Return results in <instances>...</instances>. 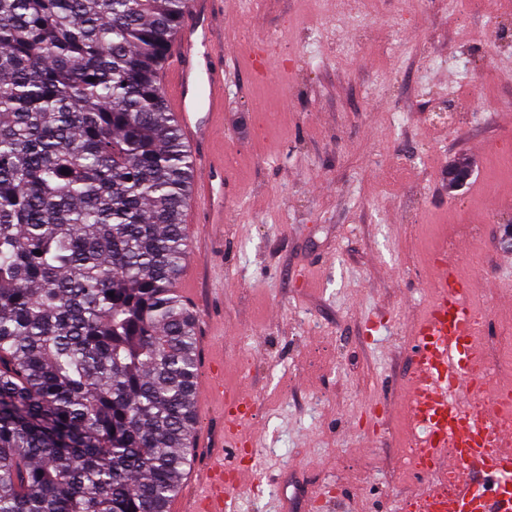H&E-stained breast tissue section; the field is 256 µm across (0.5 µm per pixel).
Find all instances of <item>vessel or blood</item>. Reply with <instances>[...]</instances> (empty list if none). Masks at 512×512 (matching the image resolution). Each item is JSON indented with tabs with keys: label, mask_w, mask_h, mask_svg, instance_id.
<instances>
[{
	"label": "vessel or blood",
	"mask_w": 512,
	"mask_h": 512,
	"mask_svg": "<svg viewBox=\"0 0 512 512\" xmlns=\"http://www.w3.org/2000/svg\"><path fill=\"white\" fill-rule=\"evenodd\" d=\"M219 0H192L175 33L158 80L182 140L197 170L192 206L206 224L224 221V68L213 61L214 7ZM432 298L410 327V371L401 403L408 432L418 439L414 469L431 475L452 459L457 489L453 503L434 484L416 494L418 512H512V428L503 420L512 409L498 389H478L481 333L472 310V285L458 258L440 243L431 261ZM488 407L474 408L477 392ZM205 492L193 512H228L233 483L224 479V459L215 457L198 477Z\"/></svg>",
	"instance_id": "1"
}]
</instances>
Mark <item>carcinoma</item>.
<instances>
[{
	"mask_svg": "<svg viewBox=\"0 0 512 512\" xmlns=\"http://www.w3.org/2000/svg\"><path fill=\"white\" fill-rule=\"evenodd\" d=\"M189 5L0 0V512H169L181 489L193 161L155 75Z\"/></svg>",
	"mask_w": 512,
	"mask_h": 512,
	"instance_id": "carcinoma-1",
	"label": "carcinoma"
}]
</instances>
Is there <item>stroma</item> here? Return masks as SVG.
<instances>
[{
	"mask_svg": "<svg viewBox=\"0 0 512 512\" xmlns=\"http://www.w3.org/2000/svg\"><path fill=\"white\" fill-rule=\"evenodd\" d=\"M224 222L201 254L198 380L252 395L198 415L224 430L232 512H407L410 322L431 254L457 237L485 312L482 349L512 381V5L507 0H224ZM263 41L271 73L253 80ZM473 118L432 123L437 105ZM472 176L449 191L448 167Z\"/></svg>",
	"mask_w": 512,
	"mask_h": 512,
	"instance_id": "1",
	"label": "stroma"
}]
</instances>
